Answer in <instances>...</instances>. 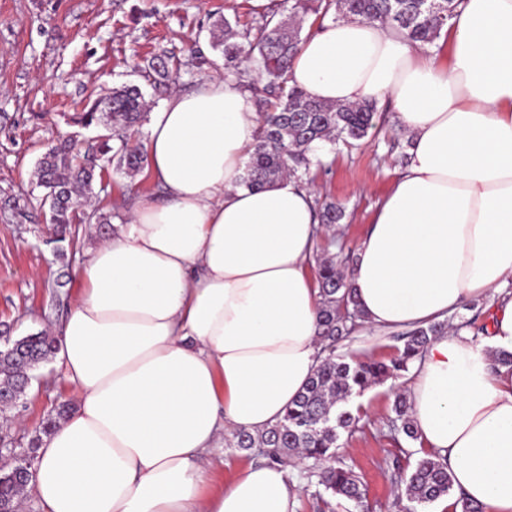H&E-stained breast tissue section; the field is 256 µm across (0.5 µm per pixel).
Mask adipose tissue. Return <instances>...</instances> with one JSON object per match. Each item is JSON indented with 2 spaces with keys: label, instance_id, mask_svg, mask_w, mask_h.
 I'll list each match as a JSON object with an SVG mask.
<instances>
[{
  "label": "adipose tissue",
  "instance_id": "ef3b65f1",
  "mask_svg": "<svg viewBox=\"0 0 512 512\" xmlns=\"http://www.w3.org/2000/svg\"><path fill=\"white\" fill-rule=\"evenodd\" d=\"M449 58L378 21L307 34L287 73L316 101H391L409 161L348 270L363 327L442 322L488 302L481 339L434 337L413 368L418 445L456 490L512 512V0H463ZM259 127L250 93L214 79L152 112L144 172L161 197L90 249L56 330L75 405L27 486L45 512H294L276 464L213 488L227 431L265 433L319 365L321 297L308 272L324 227L285 177H241Z\"/></svg>",
  "mask_w": 512,
  "mask_h": 512
}]
</instances>
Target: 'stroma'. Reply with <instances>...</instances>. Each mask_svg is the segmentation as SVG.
I'll return each mask as SVG.
<instances>
[{
    "label": "stroma",
    "mask_w": 512,
    "mask_h": 512,
    "mask_svg": "<svg viewBox=\"0 0 512 512\" xmlns=\"http://www.w3.org/2000/svg\"><path fill=\"white\" fill-rule=\"evenodd\" d=\"M252 0H0V345L58 325L75 302L77 272L86 252L126 223V202L157 194L144 173L109 171L95 183L93 211L106 225L83 223L73 242L57 246L49 222L50 202L35 175L41 155L58 140L70 138L88 151L103 130L78 123L87 104L124 84L143 88L152 108L175 92L199 82L224 78L221 55L210 46L213 23L224 17L246 23L262 16ZM207 62L192 64L193 50ZM178 61L166 85H145L137 64L155 54ZM408 139L394 113L378 107L376 126L353 147L324 144L317 157L330 173H310L317 198L331 197L346 208V250H356L375 211L402 170L396 161ZM403 345L397 332L356 330L337 346L356 358H389ZM18 404L0 411V445L36 459L32 440L42 437L48 415L63 402H75L54 361L33 372ZM408 376L377 384L352 397L359 422L341 433L342 461L359 476L366 512H397L393 461L413 441L394 430L392 386L407 388ZM299 487L296 512H356L350 502H322L306 466L291 468Z\"/></svg>",
    "instance_id": "1"
}]
</instances>
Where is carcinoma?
<instances>
[{
    "label": "carcinoma",
    "instance_id": "1",
    "mask_svg": "<svg viewBox=\"0 0 512 512\" xmlns=\"http://www.w3.org/2000/svg\"><path fill=\"white\" fill-rule=\"evenodd\" d=\"M461 0H288V18L313 12L325 17L335 11L336 17H354L381 21L404 30L408 36L424 44L433 43L446 22L457 15ZM217 28L226 34L213 37L212 49L224 57L227 75L244 78L253 73L266 80V88L278 92V103L261 115L254 151L246 162L241 184L248 188L273 185L282 177L304 180L311 154L322 142L350 144L367 137L374 127L375 103L363 102L333 106L310 100L306 94L287 85L286 74L302 42L300 31L288 23L266 15L232 29L227 19H219ZM170 57L155 55L140 68L142 77L152 85L170 78ZM112 101V113L104 111L105 99ZM147 103L140 87L126 85L112 89L95 99L79 122L90 126L110 123L112 134L100 141L96 155L77 161L76 144L64 139L40 159L37 179L40 186L54 190L50 223L57 231V241L64 243L76 235L81 223L73 194L90 192L99 164L109 160L119 169L134 173L142 169L144 155L129 144L130 132L146 118ZM319 223L332 228L346 217L345 207L334 201L316 208ZM316 279L321 296L319 336L324 342L325 356L303 393L288 407L283 418L265 433L254 436L246 431L232 435L233 447L253 451L271 463L284 464L292 456L311 459L317 468L318 485L333 497L363 503V490L357 474L339 460L337 442L340 433L356 423L353 413L343 407L349 399L368 388L409 371L414 361L428 348L432 337L447 331L448 323L437 322L417 327L405 334L398 355L389 360H352L336 353V344L348 338L363 318L341 267L338 256H316ZM26 349L20 357H0V389L20 390L22 374L53 355L55 339L40 332L24 336ZM395 422L398 431L417 440L414 419L409 412L405 393L395 392ZM394 497L407 501L406 512H416L444 497H457L461 512H482L458 493L440 456L427 454L413 467H404L394 459Z\"/></svg>",
    "mask_w": 512,
    "mask_h": 512
}]
</instances>
